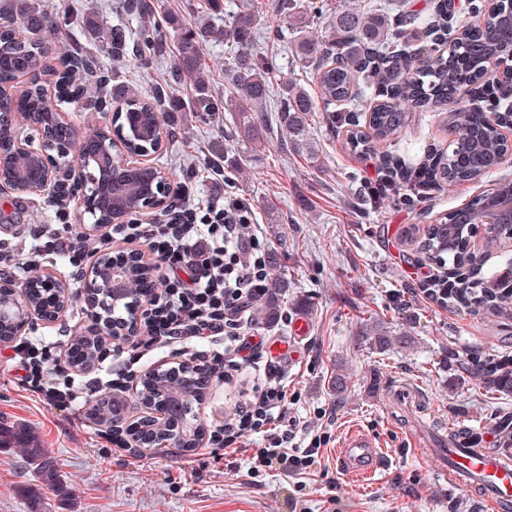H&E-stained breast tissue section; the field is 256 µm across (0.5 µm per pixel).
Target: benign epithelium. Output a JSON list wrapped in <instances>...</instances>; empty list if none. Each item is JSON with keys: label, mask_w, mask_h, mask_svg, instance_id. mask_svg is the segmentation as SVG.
Wrapping results in <instances>:
<instances>
[{"label": "benign epithelium", "mask_w": 512, "mask_h": 512, "mask_svg": "<svg viewBox=\"0 0 512 512\" xmlns=\"http://www.w3.org/2000/svg\"><path fill=\"white\" fill-rule=\"evenodd\" d=\"M505 76L512 77V51L500 55L491 61L486 78L499 80ZM41 149L37 153V160L29 173L16 171V160L26 157L34 152L33 147L26 141L14 140V150L10 154L0 153V183L13 185L25 194L42 195L54 191L58 183L59 164L51 154L55 145L50 140L49 133L40 130ZM96 150H91L87 142L80 138L78 132H72L69 145L58 149V154L74 153L76 164L72 166L74 182L82 192L83 209L79 215V222L87 233H96L112 224H119L126 214L112 212L103 217L89 206L95 190L94 174L90 169L99 165L107 169L120 167L131 169L135 167L152 168L151 155L145 153L138 155L126 150L116 132L103 131L94 141ZM154 180L157 182L159 193L146 200L144 206H137L129 210V214H147L156 216L171 196L175 195L174 187L169 178L154 169ZM134 269L147 273V277L155 276L153 263L140 250H133L125 254L124 260L117 263L113 260L111 250L99 252L91 262L81 280L80 295L86 304L87 315L94 321L100 335L126 334V324H117L104 317V313L112 312L117 300H122L126 313L132 319L131 325L140 322L147 309V304L141 300H125L128 296L126 277ZM41 287L53 298L54 305L41 306L32 299L29 283L22 287L15 286L11 278L0 279V308L7 311L15 326V333H21L34 319L46 323L56 321L66 310L70 302L68 287L57 276L48 271L41 277Z\"/></svg>", "instance_id": "1"}]
</instances>
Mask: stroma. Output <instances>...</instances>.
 <instances>
[{"instance_id": "stroma-1", "label": "stroma", "mask_w": 512, "mask_h": 512, "mask_svg": "<svg viewBox=\"0 0 512 512\" xmlns=\"http://www.w3.org/2000/svg\"><path fill=\"white\" fill-rule=\"evenodd\" d=\"M278 2L221 0L224 12H252L255 49L274 70L264 142L239 141L234 113L205 123L189 112L196 76L186 74L172 88L180 109L167 113L170 133L152 162L174 187L187 188L191 204L204 207L224 201V156L240 159L244 174L234 193L250 207L256 230L277 252L291 282L279 323L253 332L270 338L288 385L291 447L319 451L313 475L250 474L251 458L263 445L258 434L240 440L231 465L222 446L206 441L174 456L119 453L105 438L109 425L97 423L91 406L62 409L40 401L0 361V421L31 428L57 473L55 485H47L20 449L0 448V512H492L474 490L449 485L443 460L449 425L476 426L491 443L499 441L495 421L501 411L512 412V393L487 391L463 364L475 351L512 354V318L428 299L421 274H439L441 267L405 232L438 223L500 182H512V154L477 181L452 187L439 181L414 194L384 195L377 189L382 155L418 168L431 149L447 148L445 115L411 109L395 140L361 156L346 145L350 124L344 105L312 114L307 137L316 154L293 145L281 148L280 88L293 83L317 94L318 63L299 62L298 21L281 20ZM36 4L53 24L40 83L56 112L82 136L110 127L112 113L83 112L76 102L58 101L55 81L64 47L80 45L108 70V82L90 86V96L109 99L127 87L146 92L177 57L176 26L200 27L208 13V0H146L151 23L164 33L158 51L115 58L103 51L101 39L89 35L88 25L127 26L124 0ZM224 50L223 41L207 39L200 61L199 74L219 103L228 90ZM80 206L75 194L53 200L0 186V208L14 216L11 223H0V273L24 284L28 275L19 264L40 245L41 229L78 223ZM42 266L60 273L75 298L56 322L34 321L24 335L65 345L88 325L77 296L81 281L60 257H43ZM397 294L408 312L395 307ZM301 318L309 331L298 339L293 327ZM377 328L414 342L379 352L368 336ZM339 371L347 378L340 395L332 388ZM262 380V366L245 370L225 364L223 377L213 380L193 407L198 422L209 431L223 425ZM402 387L411 390L410 398H397ZM354 430L383 449L385 468L364 478L337 468L336 456Z\"/></svg>"}]
</instances>
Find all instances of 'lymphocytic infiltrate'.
Returning <instances> with one entry per match:
<instances>
[{
	"label": "lymphocytic infiltrate",
	"instance_id": "f902f5d3",
	"mask_svg": "<svg viewBox=\"0 0 512 512\" xmlns=\"http://www.w3.org/2000/svg\"><path fill=\"white\" fill-rule=\"evenodd\" d=\"M242 219V214L224 206L201 208L184 202L150 222L109 228L112 240L148 247L164 284L162 290L146 291L147 316L121 343L113 344V352L122 353L127 344L137 349L182 342L212 347L209 367L215 372L228 361L241 367L255 365L260 343L225 330L229 321L244 318L252 295L267 277L268 246L258 234H246ZM41 235L47 250L75 273L88 266L93 253L80 225L49 226ZM76 357L72 350L43 356L35 344L19 342L6 360L25 390L68 408L103 393L98 377L85 381L83 393H76L71 374ZM264 374L263 383L237 404L235 420L213 431L210 439L229 446L248 433H264L265 444L253 458L251 473L275 468L289 476L304 475L315 464L314 452L289 447L287 431L277 429L288 411V397L275 366L266 365Z\"/></svg>",
	"mask_w": 512,
	"mask_h": 512
}]
</instances>
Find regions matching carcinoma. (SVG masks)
I'll return each instance as SVG.
<instances>
[{
  "label": "carcinoma",
  "instance_id": "obj_1",
  "mask_svg": "<svg viewBox=\"0 0 512 512\" xmlns=\"http://www.w3.org/2000/svg\"><path fill=\"white\" fill-rule=\"evenodd\" d=\"M447 13L448 3L445 2L430 24V34L444 42L448 40ZM47 24L46 17L36 11L32 0H15L11 14L0 22V152L9 150L17 120L30 124L51 111L43 88L36 80L31 82L22 103L4 89L19 73L37 76L40 59L49 51L43 36ZM21 29L26 31L23 37L19 34ZM328 29L331 38L308 40L301 45L304 62L317 55L333 59L331 64L319 69L318 93L322 104H317L305 90L293 85H286L282 90L280 123L294 145L307 144L306 129L312 112L318 109L326 112L337 102H362V93L356 91V83L362 79L372 86L377 101L369 107L368 129L349 131L347 144L355 153L370 154L377 145L393 140L408 123L406 102L448 112L446 125L448 135L452 136L448 152L439 150L428 154L417 170L404 168L389 156H383L392 186L429 183L437 179L454 186L478 180L502 164L508 146L500 133V125L491 123L483 108L473 105L468 97L480 87L488 61L495 55L512 51V6L508 0H498L483 27L464 32L448 45L446 51L421 47L408 49L399 42L394 19L376 7L366 11L343 5L330 16ZM221 36L224 42L235 46L234 54L224 61V79L231 86L224 107L236 114L242 140L259 139L264 122L262 105L271 80L267 64L254 51L253 17L248 12H241L228 17L222 29L176 30L179 62L169 77L157 81L146 95L135 90L123 93L121 115L113 118V124L129 150L151 149V142L139 139L140 130L131 125L130 113H138L142 123L148 125L154 121L155 114L174 111L176 104L169 96L171 84L184 73L197 72L200 42ZM130 44L136 47L139 56L157 47L154 37L147 32L133 43L121 30L112 32V55L123 56ZM66 53L67 70L58 79L60 97L75 95L81 90L78 81L83 78L96 76L101 82L105 80L104 76L97 75L95 59L77 48L68 49ZM482 97L499 105L512 97V81L505 79L491 83ZM192 107L203 122L215 120L216 113L221 111L212 99L209 85L200 76L195 83ZM125 181L136 186L141 195L155 189L148 168L114 169L112 175L102 176L97 204L109 207L116 199V184ZM479 224L486 226L487 240L492 245L507 234L504 225L512 224V214L494 212L492 198L486 194L449 213L444 222L426 227L421 249L440 265L448 267V274L427 281L424 291L430 299L445 307L512 315V276L476 287L477 258L470 247V234ZM288 288L290 282L283 273L276 272L266 279L261 291L251 301L254 325L272 327L278 323ZM371 341L376 350L385 352L397 342L407 345L412 339L409 336L393 339L376 333ZM467 365L486 388L512 393V358H482L475 354ZM173 378L177 379L181 389L183 413L175 412L163 421L151 419L130 431V436L149 451L164 443L176 445L181 451H191L202 441L194 436L188 425L194 422L196 427L203 428L194 418L192 405L204 395L209 385L210 368L188 367L177 373L146 374L139 381L138 396L144 401H159V391ZM497 429L503 452H512V415L505 412L499 416ZM11 446L24 449L28 464L37 469L48 484H54L55 472L44 460L29 429L18 423L0 422V448Z\"/></svg>",
  "mask_w": 512,
  "mask_h": 512
}]
</instances>
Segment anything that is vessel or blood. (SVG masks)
Wrapping results in <instances>:
<instances>
[{
  "label": "vessel or blood",
  "mask_w": 512,
  "mask_h": 512,
  "mask_svg": "<svg viewBox=\"0 0 512 512\" xmlns=\"http://www.w3.org/2000/svg\"><path fill=\"white\" fill-rule=\"evenodd\" d=\"M457 449L448 457L445 470L452 485L468 487L474 476H485V500L496 505L500 512H512V461L489 448L463 447L460 428L448 433ZM380 450L363 433L351 434L340 452V465L347 474L364 477L371 475L378 465Z\"/></svg>",
  "instance_id": "1"
}]
</instances>
